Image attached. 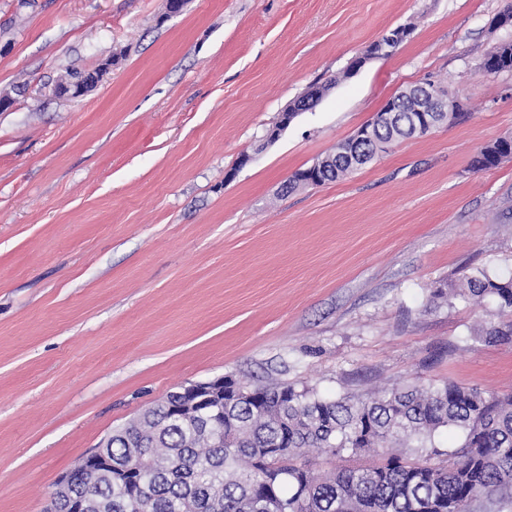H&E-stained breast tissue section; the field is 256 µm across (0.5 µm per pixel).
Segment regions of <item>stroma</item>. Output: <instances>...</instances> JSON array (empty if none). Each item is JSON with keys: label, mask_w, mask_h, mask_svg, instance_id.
<instances>
[{"label": "stroma", "mask_w": 512, "mask_h": 512, "mask_svg": "<svg viewBox=\"0 0 512 512\" xmlns=\"http://www.w3.org/2000/svg\"><path fill=\"white\" fill-rule=\"evenodd\" d=\"M512 0H0V512L181 384L407 383L512 392V342L460 271L512 274ZM390 56L347 73L388 30ZM74 70L100 72L59 95ZM335 79L272 144L279 113ZM429 81L460 117L283 194L390 97ZM442 299H433L434 291ZM512 157V137H501L482 147L473 159V167L485 170Z\"/></svg>", "instance_id": "obj_1"}]
</instances>
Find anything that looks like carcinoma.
I'll list each match as a JSON object with an SVG mask.
<instances>
[{"label":"carcinoma","instance_id":"1","mask_svg":"<svg viewBox=\"0 0 512 512\" xmlns=\"http://www.w3.org/2000/svg\"><path fill=\"white\" fill-rule=\"evenodd\" d=\"M496 72L512 70V42L496 46ZM414 136L403 119L374 130L361 147ZM352 139L324 157L321 181L343 177L365 161ZM512 157V137L482 147L473 167ZM464 294L512 313V275L476 268L461 277ZM488 344L512 341V321L481 331ZM169 392L150 408L159 428L115 429L106 453L112 482L98 489L107 512H467L486 499L512 503V393L442 383L393 386L365 398H330L288 382L236 383L224 396L221 444L201 426L169 416ZM462 441L444 449L439 435ZM336 456L378 451L379 459L318 476L300 459L308 451Z\"/></svg>","mask_w":512,"mask_h":512}]
</instances>
